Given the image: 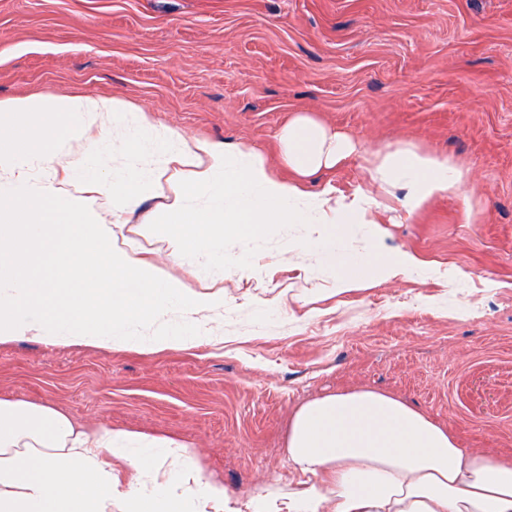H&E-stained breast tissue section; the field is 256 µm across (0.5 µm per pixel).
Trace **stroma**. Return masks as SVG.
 I'll return each instance as SVG.
<instances>
[{
	"label": "stroma",
	"mask_w": 512,
	"mask_h": 512,
	"mask_svg": "<svg viewBox=\"0 0 512 512\" xmlns=\"http://www.w3.org/2000/svg\"><path fill=\"white\" fill-rule=\"evenodd\" d=\"M116 96L188 141L262 155L295 115L355 153L308 191L372 192L381 241L432 267L350 293L315 278L308 228L224 240V340L140 354L0 344V399L89 428L185 442L233 512L287 492L288 425L302 403L373 389L455 434L512 452V0H0V99ZM410 144L466 174L414 212L372 178L375 152ZM171 187L121 214L142 257L202 290L204 263L166 258ZM462 271L445 285L442 272Z\"/></svg>",
	"instance_id": "1"
}]
</instances>
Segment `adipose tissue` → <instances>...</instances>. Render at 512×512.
Returning a JSON list of instances; mask_svg holds the SVG:
<instances>
[{
  "instance_id": "1",
  "label": "adipose tissue",
  "mask_w": 512,
  "mask_h": 512,
  "mask_svg": "<svg viewBox=\"0 0 512 512\" xmlns=\"http://www.w3.org/2000/svg\"><path fill=\"white\" fill-rule=\"evenodd\" d=\"M126 132L130 155L162 160L100 169L92 149L58 154L61 139L81 142L88 123ZM275 177L254 150L188 143L117 98L50 93L0 100V343L32 339L137 352L188 350L222 341L224 295L198 292L138 257L122 224L100 212L132 210L176 179L159 215L170 260L204 254L224 266V237H252L273 224H308L307 241L336 273L338 291L374 275L425 266L390 259L371 230L355 252L343 243L354 224L372 221L375 199L360 192L305 191L301 178L336 166L353 144L308 116L279 135ZM375 180L400 184L404 206L457 192L462 173L448 159L411 146L378 151ZM72 224L76 238L59 234ZM51 277H20L33 258ZM288 465L300 479L286 500L257 495L253 512H512V457L460 447L455 435L405 402L355 390L301 405L288 428ZM230 496L207 476L187 445L100 427L89 431L64 412L0 399V512H224Z\"/></svg>"
}]
</instances>
